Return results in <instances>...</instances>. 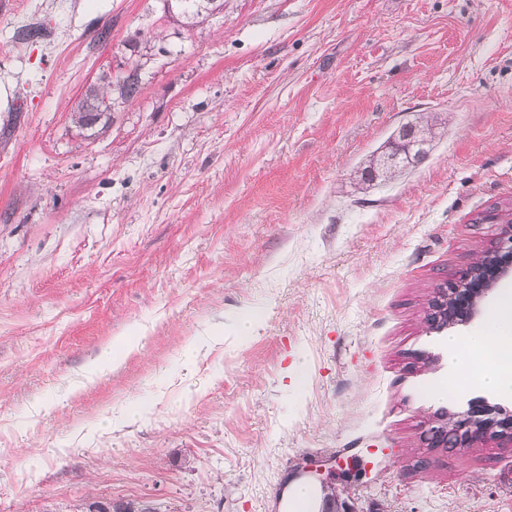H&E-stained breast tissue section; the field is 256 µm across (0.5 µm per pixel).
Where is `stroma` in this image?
<instances>
[{
	"instance_id": "1",
	"label": "stroma",
	"mask_w": 512,
	"mask_h": 512,
	"mask_svg": "<svg viewBox=\"0 0 512 512\" xmlns=\"http://www.w3.org/2000/svg\"><path fill=\"white\" fill-rule=\"evenodd\" d=\"M427 117L430 153L364 187ZM506 208L512 0H0V512H288L353 457L355 512H512V442L423 439L470 401L430 396L425 313ZM104 83H106V85H109L112 89L107 86L103 87L102 90L101 89L98 90V87L91 89L92 91L98 90V94L95 96V106L97 108L105 109L107 107L106 100L111 97V94H112V98H113L114 91L116 89H117L120 97H122L125 100V102H131V101L135 100L138 97V95L140 94V85H139V83H136V82L124 81L123 83L117 84L116 85L117 88H114L112 86V77H109V78H104ZM124 104L125 103L120 99H116L113 101L111 99L110 102L108 103V107L105 111L96 110V109L91 110V112H92L91 118H92L93 125L98 126V125L104 123L105 120H108L109 118L111 119L112 112H116V110L118 108L123 107ZM97 112H103V113H97ZM405 132H407L406 136L404 135ZM401 136L402 137H400L399 134L394 135L390 139V143H388L385 148L376 155L378 158L374 167V175L376 177L385 175L395 164L398 157V154L394 150L393 144L395 142L414 140L417 138L422 140L420 144L422 148L429 144L425 138L424 132L421 131V129L414 122L405 124ZM320 495L311 487L293 483L288 486V509L290 512H318Z\"/></svg>"
}]
</instances>
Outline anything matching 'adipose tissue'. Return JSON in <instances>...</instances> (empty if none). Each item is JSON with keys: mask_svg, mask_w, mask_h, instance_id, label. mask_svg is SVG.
<instances>
[{"mask_svg": "<svg viewBox=\"0 0 512 512\" xmlns=\"http://www.w3.org/2000/svg\"><path fill=\"white\" fill-rule=\"evenodd\" d=\"M448 370L461 375L464 388L480 387L512 399V289L491 305L481 329L444 339Z\"/></svg>", "mask_w": 512, "mask_h": 512, "instance_id": "ef3b65f1", "label": "adipose tissue"}]
</instances>
